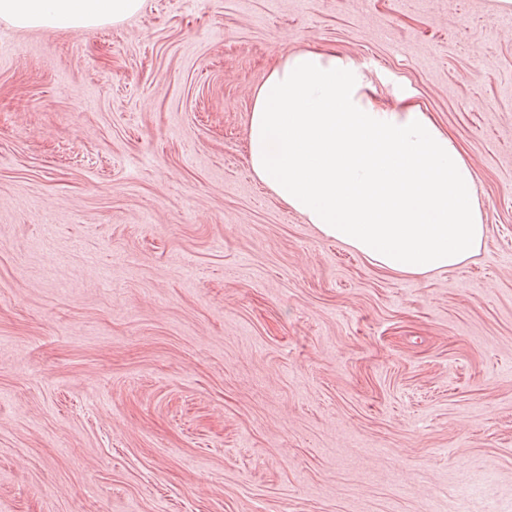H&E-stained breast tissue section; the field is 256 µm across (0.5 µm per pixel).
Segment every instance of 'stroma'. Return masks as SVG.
Here are the masks:
<instances>
[{
    "mask_svg": "<svg viewBox=\"0 0 512 512\" xmlns=\"http://www.w3.org/2000/svg\"><path fill=\"white\" fill-rule=\"evenodd\" d=\"M495 0L0 22V512H512V24ZM311 45L431 114L479 253L401 278L252 175Z\"/></svg>",
    "mask_w": 512,
    "mask_h": 512,
    "instance_id": "obj_1",
    "label": "stroma"
}]
</instances>
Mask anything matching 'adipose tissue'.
<instances>
[{
  "label": "adipose tissue",
  "instance_id": "1",
  "mask_svg": "<svg viewBox=\"0 0 512 512\" xmlns=\"http://www.w3.org/2000/svg\"><path fill=\"white\" fill-rule=\"evenodd\" d=\"M144 0H0L19 29L118 23ZM249 158L258 181L325 237L404 278L452 269L487 233L475 177L447 131L407 97L381 103L352 57L280 55L254 91Z\"/></svg>",
  "mask_w": 512,
  "mask_h": 512
}]
</instances>
